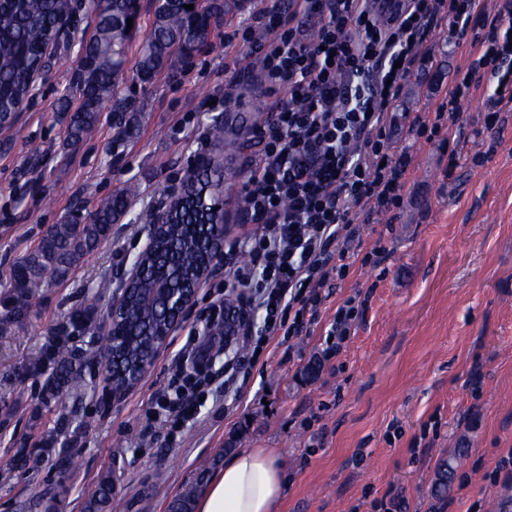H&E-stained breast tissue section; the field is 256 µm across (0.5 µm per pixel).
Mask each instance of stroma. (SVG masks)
I'll return each instance as SVG.
<instances>
[{"label":"stroma","instance_id":"stroma-1","mask_svg":"<svg viewBox=\"0 0 512 512\" xmlns=\"http://www.w3.org/2000/svg\"><path fill=\"white\" fill-rule=\"evenodd\" d=\"M260 0H232L206 46L173 57L163 80L123 81L128 110H104L92 137L65 140L62 92L73 78L77 45L94 30L92 0H72L51 63L15 123L0 128V512H87L101 480H111L110 512H166L199 491L203 464L243 448L279 449L288 488L278 512H512V480L497 479L512 449V117L485 129L483 91L461 109L462 159L445 177L448 155L419 142L407 168L405 203L391 214L353 219L361 249L383 242L381 264L354 263L321 307L311 335L269 344L257 365L240 370L237 409L227 412L224 377L215 375L197 423L173 446L141 443L134 424L168 378L174 355L222 296L215 262L184 320L135 387L113 399L103 364L87 361L76 384L49 392L33 371L52 339L101 352L96 337L133 258L146 242L156 205L181 188L197 160L224 156V235L239 231L245 169L257 150L252 117L271 97L257 77L229 87L249 66L234 34L251 25ZM232 44H225V37ZM437 66H423L401 90L406 112H432L450 89L448 73L467 48L448 45V28L426 43ZM222 121L237 148L225 154L210 136ZM486 153L483 165L471 162ZM136 185L125 216L67 274L21 296L11 272L47 229L78 208ZM394 224L384 237L386 224ZM111 288L97 292V284ZM366 305L340 348L326 333L337 306ZM466 449L445 497L433 491L439 462Z\"/></svg>","mask_w":512,"mask_h":512}]
</instances>
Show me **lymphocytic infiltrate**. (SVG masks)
Here are the masks:
<instances>
[{
    "mask_svg": "<svg viewBox=\"0 0 512 512\" xmlns=\"http://www.w3.org/2000/svg\"><path fill=\"white\" fill-rule=\"evenodd\" d=\"M474 57L457 68L435 113L407 115L409 139L439 141L456 169L451 131L472 90L492 86L486 129L512 103V0L488 14L484 0H272L241 33L258 75L277 97L247 169L239 235L224 251L225 287L241 331L225 344L223 304L211 305L201 335L179 350L174 377L139 418L143 437L177 435L193 420L199 389L255 361L261 339L307 336L323 290L349 273L360 229L355 210L390 213L405 200L408 153L394 154L396 102L432 28ZM246 263L235 260L237 253Z\"/></svg>",
    "mask_w": 512,
    "mask_h": 512,
    "instance_id": "1",
    "label": "lymphocytic infiltrate"
}]
</instances>
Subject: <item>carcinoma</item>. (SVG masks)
Here are the masks:
<instances>
[{"instance_id": "obj_1", "label": "carcinoma", "mask_w": 512, "mask_h": 512, "mask_svg": "<svg viewBox=\"0 0 512 512\" xmlns=\"http://www.w3.org/2000/svg\"><path fill=\"white\" fill-rule=\"evenodd\" d=\"M134 2L101 0L96 4V32L79 48L87 71L75 78L71 91L63 95V107L72 109L65 137L73 144L93 132L106 107L118 111L120 76L128 72L135 81L153 84L164 75L172 54L190 59L206 40L208 18L193 17L184 8L187 0H155L151 34L142 42L132 66H127V48L135 32L127 29V19L140 18ZM61 26L58 0H0V127L14 122L33 76L46 66V50L58 41ZM73 96L77 98L74 107L68 102ZM223 192V170L212 165L193 171L181 205L171 210L155 249L142 259V276L127 290L122 322L115 333L105 336L107 365H112L114 354L125 368L154 358L155 341L167 331V322L145 311L144 295L160 277L178 290L192 286L198 271L212 259L213 244L223 235L207 211ZM134 193L135 187L129 185L91 206L86 214L52 225L38 246L14 265L12 276L17 286L38 288L65 274L108 237ZM74 359L75 352L66 340L57 342L48 357L53 375L64 384L72 376ZM460 459L458 455L438 464L435 487L440 495L450 491ZM111 500L112 483L103 480L87 505L88 512H106Z\"/></svg>"}]
</instances>
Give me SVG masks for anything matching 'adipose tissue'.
<instances>
[{
	"mask_svg": "<svg viewBox=\"0 0 512 512\" xmlns=\"http://www.w3.org/2000/svg\"><path fill=\"white\" fill-rule=\"evenodd\" d=\"M287 488L285 464L274 448H245L224 463L197 494L196 512H277Z\"/></svg>",
	"mask_w": 512,
	"mask_h": 512,
	"instance_id": "adipose-tissue-1",
	"label": "adipose tissue"
}]
</instances>
